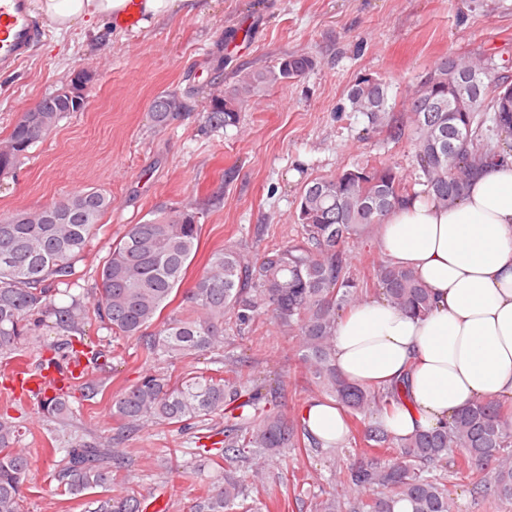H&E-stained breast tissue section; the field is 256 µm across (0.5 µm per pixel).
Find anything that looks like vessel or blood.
<instances>
[{"instance_id": "vessel-or-blood-1", "label": "vessel or blood", "mask_w": 512, "mask_h": 512, "mask_svg": "<svg viewBox=\"0 0 512 512\" xmlns=\"http://www.w3.org/2000/svg\"><path fill=\"white\" fill-rule=\"evenodd\" d=\"M47 27L32 0H0V72L13 71L42 42Z\"/></svg>"}]
</instances>
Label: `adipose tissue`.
<instances>
[{
  "instance_id": "obj_1",
  "label": "adipose tissue",
  "mask_w": 512,
  "mask_h": 512,
  "mask_svg": "<svg viewBox=\"0 0 512 512\" xmlns=\"http://www.w3.org/2000/svg\"><path fill=\"white\" fill-rule=\"evenodd\" d=\"M129 0H36L60 31L121 19ZM376 245L411 271L433 308L415 317L367 298L338 321V371L364 387L401 385L407 405L386 416L402 437L448 421L474 400L512 401V162L485 169L464 198L443 207L416 199L377 225ZM323 444L346 439L344 413L316 399L303 411Z\"/></svg>"
}]
</instances>
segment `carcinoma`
Here are the masks:
<instances>
[{
	"mask_svg": "<svg viewBox=\"0 0 512 512\" xmlns=\"http://www.w3.org/2000/svg\"><path fill=\"white\" fill-rule=\"evenodd\" d=\"M306 53L283 56L271 67L242 72L224 95L202 113L204 127L217 132L237 124L258 91L283 86L313 69ZM508 65L491 57H445L410 93L406 112L389 105L388 84L363 77L349 90L352 111L365 126L358 139L383 133L392 141L411 136L415 181L382 160L344 167L305 182L296 208L297 238L267 249L257 259L235 246L212 251L180 304L161 318L173 301L195 256L202 225L191 206L165 207L128 226L99 269L98 299L88 308L76 295L60 298L75 264L88 250L95 228L112 206L101 189L70 193L33 213L17 210L0 218V356L12 359L36 347L41 357L30 376L58 370L52 391L33 390L47 432L66 428L79 416L69 388L90 401L100 393L97 380L76 381L60 371L67 359L96 366L103 353L84 342V325L95 318L116 339L132 340L146 357L173 363L208 352L218 365L212 373L188 372L173 380L150 372L112 398L120 433L100 442L75 440L51 448L52 477L64 493L78 498L115 482L124 490L88 501V512H146L144 495L121 476L126 453L114 444L157 424L188 435L196 447L178 461V448L159 449L176 474L197 457L224 462V481L207 488L196 512H248V480L233 468L247 456L274 458L288 449L319 448L302 418L285 419L272 409L282 388L257 382L244 360L224 356V335L252 329L271 316L295 336L305 374L329 398L347 409L349 437L361 434L367 447L356 463L337 466L338 488L315 496L314 512H395L406 501L411 512H455L448 474H467L476 499L492 496L496 512L512 509V412L494 401L477 400L448 424L407 438L390 433L383 418L403 404L399 386L367 388L349 382L333 364L337 321L363 291L415 315L431 310V295L409 271L372 263L367 273L350 270L346 246L372 232L403 201L426 195L446 206L461 199L479 170L512 156V84L496 76ZM23 112L0 143V175L12 174L26 152L44 140L69 114L83 111L53 91ZM189 110L172 90L152 102V119L163 128ZM423 186L417 190L416 186ZM52 330L61 340L47 343ZM30 432L22 417L0 414V512H23V487L31 470L19 451ZM209 439L206 445L202 440Z\"/></svg>",
	"mask_w": 512,
	"mask_h": 512,
	"instance_id": "1",
	"label": "carcinoma"
}]
</instances>
